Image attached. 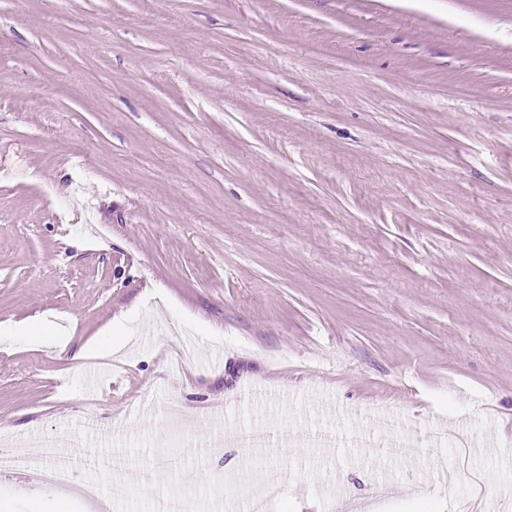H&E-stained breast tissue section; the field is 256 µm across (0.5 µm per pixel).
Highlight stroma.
I'll return each mask as SVG.
<instances>
[{"instance_id":"35a3bbf8","label":"stroma","mask_w":512,"mask_h":512,"mask_svg":"<svg viewBox=\"0 0 512 512\" xmlns=\"http://www.w3.org/2000/svg\"><path fill=\"white\" fill-rule=\"evenodd\" d=\"M34 431L117 512L269 472L271 512H512V0H0V434ZM35 496L89 512L0 479Z\"/></svg>"}]
</instances>
